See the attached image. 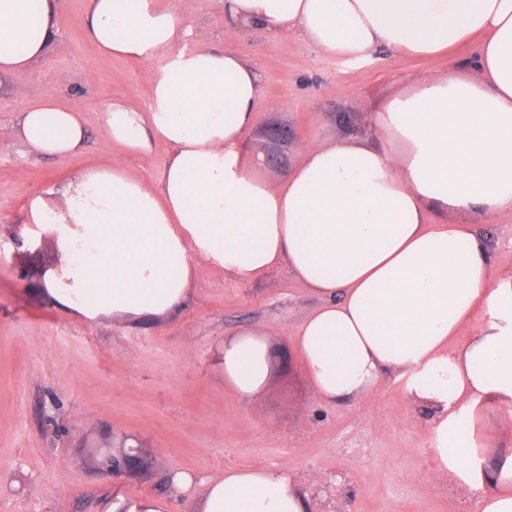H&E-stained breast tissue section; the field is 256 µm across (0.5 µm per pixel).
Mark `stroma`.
<instances>
[{
    "mask_svg": "<svg viewBox=\"0 0 512 512\" xmlns=\"http://www.w3.org/2000/svg\"><path fill=\"white\" fill-rule=\"evenodd\" d=\"M176 6L196 43L234 52L261 75L265 109L251 147L276 152L283 176L313 141L361 129L362 101L405 89L416 72L471 74L470 41L434 58L388 51L357 67L303 43L248 31L224 36L216 0H157ZM60 34L44 62L0 77V115L27 100L78 104L89 133L86 150L66 159L19 154L0 130V512H104L113 484L130 495L163 500L169 512H193V491L169 483L177 471L217 477L262 466L310 475L308 512H471L463 485L442 473L433 438L435 408L412 402L404 381L381 378L364 396L316 398L295 351L297 325L319 304L280 266L254 284L202 272L191 302L155 322L109 317L95 324L57 309L43 274L56 261L51 234L23 237L30 202L75 172L114 162L154 179L168 154L163 143L129 155L110 142L104 111L115 99L146 104L150 86L140 63L106 58L84 37V0H59ZM291 129L272 146L266 130ZM483 234L499 281L512 282V210L492 216L449 214ZM269 327L275 353L265 390L244 402L224 383L218 354L234 332ZM141 445L144 468L112 476L98 449L122 439Z\"/></svg>",
    "mask_w": 512,
    "mask_h": 512,
    "instance_id": "obj_1",
    "label": "stroma"
}]
</instances>
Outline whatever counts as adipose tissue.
Wrapping results in <instances>:
<instances>
[{"label": "adipose tissue", "mask_w": 512, "mask_h": 512, "mask_svg": "<svg viewBox=\"0 0 512 512\" xmlns=\"http://www.w3.org/2000/svg\"><path fill=\"white\" fill-rule=\"evenodd\" d=\"M224 35L296 39L359 65L386 51L429 58L483 34L475 77L411 74L410 91L363 104L359 134L306 145L279 179L249 134L263 102L257 68L238 55L186 49L194 31L157 0H85V37L99 53L146 65V107L123 99L104 114L111 142L132 153L170 148L157 181L119 162L86 169L33 199L27 220L53 233L58 262L44 274L54 305L95 323L174 315L201 270L237 283L287 265L321 300L296 328L295 350L316 397H362L386 375L443 413L436 452L469 488L473 512H512V448L491 462L459 446L469 421L493 417L512 437V283L493 276L485 240L435 219L512 210V0H220ZM56 0H0V75L48 55ZM78 105L21 103L10 126L27 154L82 152ZM487 316L453 340L477 303ZM224 382L258 399L272 364L270 331L226 340ZM194 512H305L303 478L250 467L205 480Z\"/></svg>", "instance_id": "obj_1"}]
</instances>
